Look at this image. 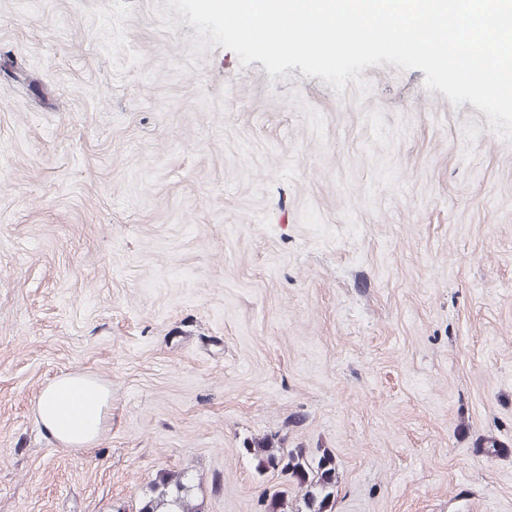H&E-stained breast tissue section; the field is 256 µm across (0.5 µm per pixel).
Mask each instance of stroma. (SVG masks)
Returning a JSON list of instances; mask_svg holds the SVG:
<instances>
[{"instance_id":"1","label":"stroma","mask_w":512,"mask_h":512,"mask_svg":"<svg viewBox=\"0 0 512 512\" xmlns=\"http://www.w3.org/2000/svg\"><path fill=\"white\" fill-rule=\"evenodd\" d=\"M196 36L0 0V512H137L182 468L258 512L299 496L243 450L274 433L334 451L335 512H512V141L419 69L339 94ZM67 374L112 394L76 449L36 418Z\"/></svg>"}]
</instances>
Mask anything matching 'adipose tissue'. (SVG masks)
I'll return each mask as SVG.
<instances>
[{
	"label": "adipose tissue",
	"mask_w": 512,
	"mask_h": 512,
	"mask_svg": "<svg viewBox=\"0 0 512 512\" xmlns=\"http://www.w3.org/2000/svg\"><path fill=\"white\" fill-rule=\"evenodd\" d=\"M109 400V391L95 380L65 375L44 389L37 405V418L60 445L79 448L99 434Z\"/></svg>",
	"instance_id": "adipose-tissue-1"
}]
</instances>
